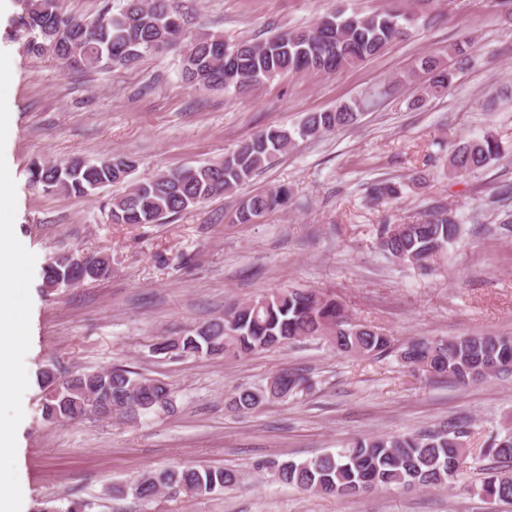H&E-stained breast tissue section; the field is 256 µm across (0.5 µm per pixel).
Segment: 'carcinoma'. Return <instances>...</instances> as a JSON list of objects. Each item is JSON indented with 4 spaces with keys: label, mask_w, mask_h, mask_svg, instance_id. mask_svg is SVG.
<instances>
[{
    "label": "carcinoma",
    "mask_w": 512,
    "mask_h": 512,
    "mask_svg": "<svg viewBox=\"0 0 512 512\" xmlns=\"http://www.w3.org/2000/svg\"><path fill=\"white\" fill-rule=\"evenodd\" d=\"M435 2L414 0V12L410 14L391 7L371 14L338 10L309 27L280 31L260 42L229 44L217 33L201 32L187 39L171 34V20L186 23L171 0H124L118 12L108 6L91 20L64 16L59 0H21L22 25L27 32L23 48L34 56L50 57L63 69L97 71L133 66L153 54L152 46L156 44L164 49L177 46L186 80L205 89L241 93L286 74L334 73L377 57L390 42L408 38L416 17ZM58 22L68 27L67 35L47 49L43 32ZM471 48V40L464 38L446 59L439 53L427 54L395 83L412 89L411 106L420 108L428 99L445 94L461 70L474 64ZM372 102L367 98L331 110L308 112L291 130L269 126L255 132L220 162L174 169L143 180L130 178L136 168L133 159L123 162L117 156L103 155L94 161L36 165L29 168V181L47 193L65 191L76 196L125 183L127 190L112 200L111 223L157 224L168 214L235 192L298 141L353 125L359 112ZM504 153L501 141L485 133L458 143L449 156L448 170L458 177L469 176ZM422 180L424 176L418 174L408 182L376 181L370 187V198L396 202L406 187ZM288 196L289 190L284 187L253 193L238 208L237 222L254 223L283 206ZM461 231L456 212L437 202L428 206L415 223L383 225L379 246L394 259L424 267L453 244ZM88 257V253L71 254L49 264L44 269L45 287L98 281L111 273L106 258L96 277L83 275ZM318 336L342 353L374 357L395 351L405 366L426 372L432 380L461 386L512 372V336L420 337L396 351L386 333L352 322L336 299L322 292L288 288L234 305L224 311V317L192 333L160 337L152 344V351L169 357H213L228 352L246 356ZM41 382L45 388L42 418L50 424L81 421L112 405L118 406L116 413L133 420L166 405L172 394L167 382L119 368L68 374L46 368L41 371ZM303 386V377L285 370L263 387L235 393L230 405L239 412H254L268 401L288 398ZM472 434V418L465 415L436 429L361 437L314 459L267 460L263 467L282 484L338 498L383 488L436 487L458 475L469 456ZM486 455L494 465L482 470L477 494L511 504L512 475L502 470V464L512 462L511 427L490 432ZM236 481L232 470L185 467L117 484L112 493H130L147 505L160 489L171 485L190 500L221 491Z\"/></svg>",
    "instance_id": "1"
}]
</instances>
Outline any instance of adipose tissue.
Here are the masks:
<instances>
[{"label": "adipose tissue", "instance_id": "1", "mask_svg": "<svg viewBox=\"0 0 512 512\" xmlns=\"http://www.w3.org/2000/svg\"><path fill=\"white\" fill-rule=\"evenodd\" d=\"M25 274L23 259L0 238V402L11 400L28 383L10 353L18 336L26 301L18 287Z\"/></svg>", "mask_w": 512, "mask_h": 512}]
</instances>
